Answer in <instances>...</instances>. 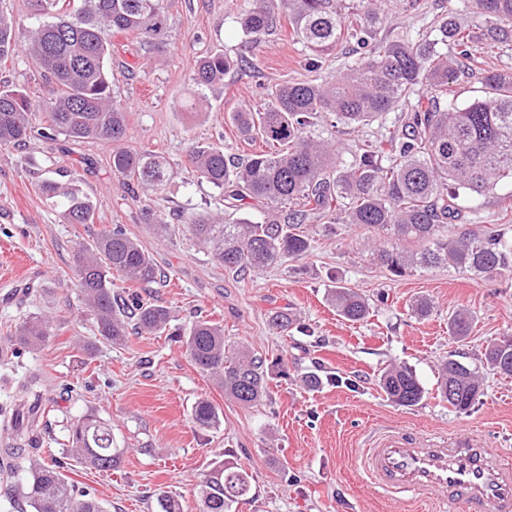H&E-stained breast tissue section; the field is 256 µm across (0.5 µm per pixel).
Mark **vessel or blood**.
<instances>
[{"instance_id":"b4317fda","label":"vessel or blood","mask_w":512,"mask_h":512,"mask_svg":"<svg viewBox=\"0 0 512 512\" xmlns=\"http://www.w3.org/2000/svg\"><path fill=\"white\" fill-rule=\"evenodd\" d=\"M358 468L375 492L391 498L443 493L452 512H512V462L467 429L441 441L402 426L376 430Z\"/></svg>"}]
</instances>
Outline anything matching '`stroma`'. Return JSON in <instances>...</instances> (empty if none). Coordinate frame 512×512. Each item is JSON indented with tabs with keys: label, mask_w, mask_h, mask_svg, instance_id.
<instances>
[{
	"label": "stroma",
	"mask_w": 512,
	"mask_h": 512,
	"mask_svg": "<svg viewBox=\"0 0 512 512\" xmlns=\"http://www.w3.org/2000/svg\"><path fill=\"white\" fill-rule=\"evenodd\" d=\"M246 4L166 0V45L149 55L135 34L112 38L108 67L127 109L124 145L164 154L173 170L152 197L113 175L107 142L76 144L60 136L0 149V284L28 283L15 301L0 302V409H10L20 385L40 377L39 446L46 460L63 466L109 512H158L163 491L179 501L181 512H202L196 485L221 460L253 474L251 497L236 512H444L441 503L402 509L376 498L356 468L357 453L367 431L388 425L432 438L471 428L484 444L512 452V378L487 368L483 356L486 345L512 336V275L487 278L433 267L396 277L362 251L364 229L343 224L333 234L317 232L301 262L230 271L187 229L163 238L145 221L147 207L164 222L182 210L223 211L218 190L194 172L191 146L220 144L234 157H248L262 143L240 137L231 122L235 112L286 80H332L351 59L353 44L346 40L322 69L309 71L308 53L286 24L253 42L237 22ZM447 15L483 25L474 0H387L376 34L382 40L434 39L436 19ZM216 48L238 65L223 84L206 90L208 108H192L197 63ZM0 81L38 100L52 93L22 50L0 62ZM398 119L392 111L365 127L336 134L326 127L322 133L334 135L349 159L364 142L394 130ZM58 171L92 198L93 223H65L64 200L38 193V182ZM505 208L492 198L469 203L465 225L512 235V214ZM114 224L123 225L157 265L159 281L136 291L166 308L163 334L132 332L123 342L106 341L78 296L76 245ZM338 279L367 300L365 320L346 321L328 302ZM421 299L431 306L428 315L412 309ZM459 308L469 312L472 326L469 336L456 340L448 319ZM276 311L294 319L287 334L268 327ZM30 315L52 319L49 339L35 348L11 338ZM200 319L221 326L225 344L247 345L270 363L268 395L259 404H237L192 364L178 335ZM452 354L480 377L481 393L464 413L438 395L441 366ZM394 366L409 367L418 377L425 394L417 405H395L380 388L381 374ZM308 375L319 377L318 387L303 385ZM202 398L217 407L218 426L193 422L191 408ZM90 413L111 426L115 447L124 451L115 469H90L67 453L71 422Z\"/></svg>",
	"instance_id": "stroma-1"
}]
</instances>
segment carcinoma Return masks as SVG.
<instances>
[{"label": "carcinoma", "instance_id": "cac0c4a2", "mask_svg": "<svg viewBox=\"0 0 512 512\" xmlns=\"http://www.w3.org/2000/svg\"><path fill=\"white\" fill-rule=\"evenodd\" d=\"M46 21L29 31L25 51L54 85L47 100L35 104L18 86L0 83V148L62 134L75 142H112V174L136 180L142 191L156 192L172 176L169 162L154 151L130 152L120 146L127 112L115 99L107 61L112 34L136 33L150 53L165 44L168 17L165 0H85L83 9L68 12L62 0H29ZM485 27L475 31L452 17L438 22L439 36L429 41H380L373 0L362 11L345 12L339 0H249L240 16L242 31L255 40L276 31L279 17L288 20L295 39L309 50L308 68L321 67L323 56L342 34L356 44L355 59L328 84L285 82L272 88L254 109L238 112L241 136L260 139L265 148L239 162L221 145H196L191 161L197 175L224 190L225 207L239 210L246 200L265 207V220L241 217L227 222L204 212L176 214L196 241L224 268L263 269L306 257L314 241L310 220L352 224L371 236L363 247L376 254L396 277L417 268L447 265L476 276L512 274V236L506 233L457 230L469 199L492 198L500 184L512 180V70L474 69L473 64L512 40V0H475ZM14 19L0 10V60L17 47ZM453 43L450 56L440 46ZM234 60L219 50L204 56L194 83L201 88L224 82ZM474 79L482 96L458 106L440 107L439 96L460 78ZM411 105L384 141L364 145L343 162L336 147L316 133L329 126L367 125L386 112ZM39 192L47 199L66 200L68 224H90L91 198L67 181L46 179ZM134 283L152 282L157 268L150 254L120 224L104 229L89 245H78L76 281L84 302L93 310L100 335L112 342L127 336L129 321L146 334L166 329L167 311L134 293L112 292L110 275ZM329 301L345 320L358 322L369 314L365 299L354 289L336 285ZM468 313L460 310L448 322L449 335L470 334ZM41 319L23 322L15 331L18 343L36 347L50 336ZM194 366L212 378L224 394L250 407L268 394L263 361L243 346L224 343V330L198 320L184 339ZM486 364L512 377V337L488 345ZM387 398L414 406L424 389L415 372L393 367L380 377ZM4 428L9 443L0 448L8 460L23 458V476L13 486L15 498L32 512H107L104 505L72 483L56 464H46L19 441L32 431L43 393L37 380L21 390ZM480 395L473 369L457 360L441 365L440 396L456 411L468 410ZM202 426L218 422L216 406L207 399L192 407ZM67 452L99 470L121 463L123 450L112 447V429L94 414L70 427ZM252 474L219 461L197 485L203 512H232L248 499Z\"/></svg>", "mask_w": 512, "mask_h": 512}]
</instances>
